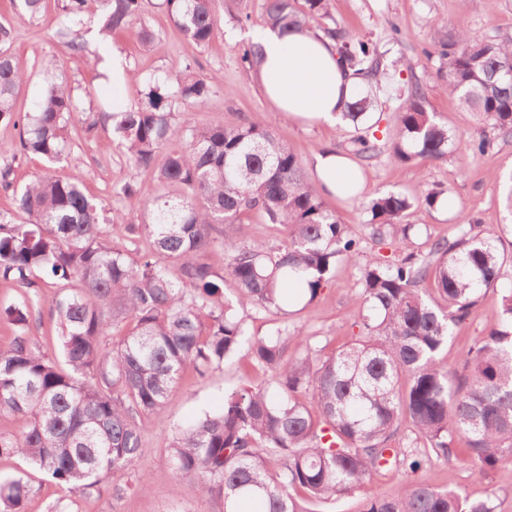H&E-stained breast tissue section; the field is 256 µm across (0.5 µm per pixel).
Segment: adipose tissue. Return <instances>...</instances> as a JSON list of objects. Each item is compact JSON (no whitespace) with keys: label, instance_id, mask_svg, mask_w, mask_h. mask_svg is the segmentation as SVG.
Instances as JSON below:
<instances>
[{"label":"adipose tissue","instance_id":"1","mask_svg":"<svg viewBox=\"0 0 512 512\" xmlns=\"http://www.w3.org/2000/svg\"><path fill=\"white\" fill-rule=\"evenodd\" d=\"M251 39L261 48L258 75L264 95L288 118L336 122L359 90L336 62L331 40L307 31L288 34L264 29ZM314 183L325 195L363 192L361 170L346 156L324 150L317 157Z\"/></svg>","mask_w":512,"mask_h":512}]
</instances>
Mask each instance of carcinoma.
I'll use <instances>...</instances> for the list:
<instances>
[{
    "label": "carcinoma",
    "instance_id": "carcinoma-1",
    "mask_svg": "<svg viewBox=\"0 0 512 512\" xmlns=\"http://www.w3.org/2000/svg\"><path fill=\"white\" fill-rule=\"evenodd\" d=\"M231 0H163L179 32L208 44L221 27L220 7ZM38 17L44 0H12ZM101 14L110 37L141 18L143 0H61L57 37L67 51L84 50L83 14ZM266 25L307 30L328 15V0H265ZM324 33L343 69L366 78L346 103L342 121L367 119L381 91L382 60L370 39L336 28ZM13 29L0 23V121L19 129V141L0 154L66 160L79 99L64 81H51L31 112L16 107L25 73L3 50ZM448 90L459 105L481 114L494 136L474 141L484 155L512 134V36L478 37L464 27L443 38ZM258 47L241 48L240 62L258 64ZM215 84L186 63L167 78H150L144 100L125 112H104L133 165L153 175L157 192L136 219L109 210L90 195L79 174L18 183L11 163L0 166V280L28 292L5 308L12 336L0 346V416L18 423L0 432V458L19 457L46 473L68 497L102 491L112 475L132 466L140 450L139 419L162 418L180 374L205 375L247 348L254 367L271 372L274 390L243 380L224 391V406L176 432L168 448L173 475L219 501L223 512H314L340 501L373 475H405L390 498L367 501L362 512H497L491 497L472 499L434 479L437 462L457 458V442L482 472L512 460V241L460 225L453 241L432 242L428 255L409 250L415 207L435 208L443 191L420 197L377 192L363 206L373 240L393 237L399 257L367 259L350 225L313 186L299 156L260 120H222L190 129L186 146L167 149L178 135L175 114L201 107ZM351 140L368 160L390 153L426 166L448 158L451 136L426 109L417 83L408 85L391 134ZM125 182L112 188L121 201L140 195ZM255 211L286 231V243L238 242L250 235L244 216ZM123 224L133 248L112 244L110 227ZM340 262L360 264L359 331L344 346L322 353L299 329L253 334L236 308L283 311L288 294L309 302ZM56 288L49 307L60 342L50 357L26 327L40 305L36 274ZM236 288L224 295V277ZM432 281L437 297L421 285ZM499 292V317L445 368L437 356L473 314L482 291ZM126 330L108 346L117 323ZM294 354H286L287 343ZM411 435L401 434L403 423ZM37 492L28 474L0 475V512H23Z\"/></svg>",
    "mask_w": 512,
    "mask_h": 512
}]
</instances>
